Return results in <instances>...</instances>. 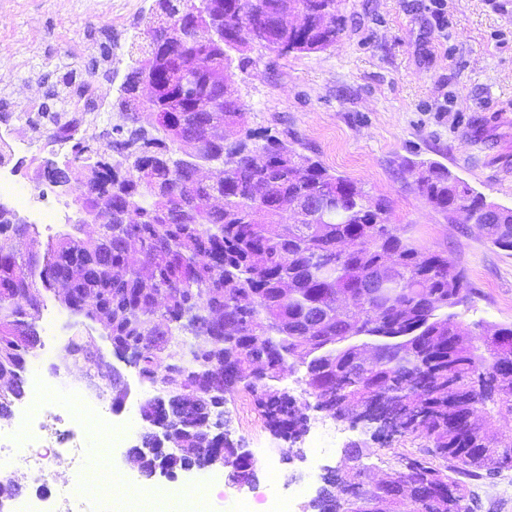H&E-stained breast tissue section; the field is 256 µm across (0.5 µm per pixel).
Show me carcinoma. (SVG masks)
<instances>
[{
    "mask_svg": "<svg viewBox=\"0 0 512 512\" xmlns=\"http://www.w3.org/2000/svg\"><path fill=\"white\" fill-rule=\"evenodd\" d=\"M298 8L311 17L291 36L277 19ZM244 24L261 27V47L281 54L321 50L341 31L336 0H154L137 33L145 59L131 58L115 102L127 119L149 108L152 130L116 125L97 141H72L63 166L47 165L46 180L72 196L74 216L42 255L18 249L33 225L0 204V378L14 381L0 387V421L25 394L26 357L40 340V301L26 290L38 280L90 316L110 297L112 350L134 348L130 366L156 398L147 413L180 423L189 453L218 448L231 475L257 478L233 441L206 440L200 425L211 405L183 402L214 374L224 375L219 401L247 388L292 443L307 414L277 386L284 373H302L317 400L346 379L335 419L395 390L406 433L429 442L395 458L385 479L407 493L382 498L365 480L354 512H418L426 498L432 512H473L463 478L512 469V435L487 440L498 417L512 416V373L499 369L512 361V324L474 343L450 313L467 299L464 273L448 275L446 253L399 236L388 199L275 135L257 142L234 71L249 63L250 47L235 39ZM198 69L210 112L185 90V75ZM145 81L154 85L148 100ZM408 172L435 210L469 209L489 242L512 250V209L492 210L439 162ZM282 198L296 205L292 224L281 223ZM88 224L95 234H85ZM215 311L221 322L207 323ZM359 477L351 460L337 468L310 512H336V494Z\"/></svg>",
    "mask_w": 512,
    "mask_h": 512,
    "instance_id": "obj_1",
    "label": "carcinoma"
}]
</instances>
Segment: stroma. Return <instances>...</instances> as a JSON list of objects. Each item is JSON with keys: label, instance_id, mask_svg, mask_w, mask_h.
Here are the masks:
<instances>
[{"label": "stroma", "instance_id": "stroma-1", "mask_svg": "<svg viewBox=\"0 0 512 512\" xmlns=\"http://www.w3.org/2000/svg\"><path fill=\"white\" fill-rule=\"evenodd\" d=\"M149 0L125 5L114 0L111 14L84 13L78 0H0V119L38 100L61 105L66 64L74 80L95 79L101 95L116 99L127 72L131 37L150 14ZM342 30L335 43L311 53L285 56L261 47L238 73L237 87L248 126L294 142L336 173L361 183L370 194L392 203L391 222L421 248L447 252L454 269L464 271L471 294L455 309L457 321L473 334L512 323V251L489 243L473 224L448 220L417 190L405 170L409 161L442 163L486 200L512 207V123L495 120L512 109V0H447L446 24L435 21L430 0H337ZM29 47L27 68H18L7 46ZM113 56L116 71H104L100 58ZM66 149L24 157L20 181L37 182L60 215L70 212V196L43 177L46 161H63ZM41 316H54L53 339L45 340L41 377L55 382L54 367L67 339L84 330V318L71 314L53 293L39 291ZM233 439L258 453L272 447L274 467L257 464V480L245 491L260 497L287 492L302 483L306 497L322 484L329 467L344 461L342 448H317L315 430L326 416L311 412L301 453L275 438L251 394L242 390L224 404ZM344 445L359 444L369 479L390 473L396 456L417 452L424 437H398L387 445L373 441L360 426L338 422ZM133 431L120 447L100 448L81 441L83 458L65 477L104 467L124 470L131 485L142 477L128 459L140 442ZM474 512H512V470L492 480H469Z\"/></svg>", "mask_w": 512, "mask_h": 512}]
</instances>
